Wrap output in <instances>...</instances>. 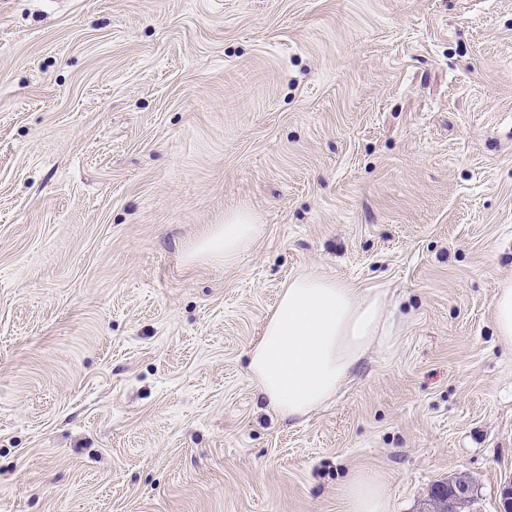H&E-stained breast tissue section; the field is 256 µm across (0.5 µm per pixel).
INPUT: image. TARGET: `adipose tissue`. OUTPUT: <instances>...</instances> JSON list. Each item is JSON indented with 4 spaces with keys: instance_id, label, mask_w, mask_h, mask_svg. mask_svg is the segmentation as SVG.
I'll list each match as a JSON object with an SVG mask.
<instances>
[{
    "instance_id": "ef3b65f1",
    "label": "adipose tissue",
    "mask_w": 512,
    "mask_h": 512,
    "mask_svg": "<svg viewBox=\"0 0 512 512\" xmlns=\"http://www.w3.org/2000/svg\"><path fill=\"white\" fill-rule=\"evenodd\" d=\"M259 232L253 215L234 212L198 241L194 253L231 265ZM404 323L380 289L301 273L282 289L251 346L248 375L278 413L301 418L334 400L370 348L391 349ZM390 484L381 470L351 473L340 489L344 512H390Z\"/></svg>"
}]
</instances>
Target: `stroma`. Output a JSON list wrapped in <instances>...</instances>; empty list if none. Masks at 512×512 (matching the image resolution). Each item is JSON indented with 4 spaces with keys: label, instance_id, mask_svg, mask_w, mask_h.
Instances as JSON below:
<instances>
[{
    "label": "stroma",
    "instance_id": "obj_1",
    "mask_svg": "<svg viewBox=\"0 0 512 512\" xmlns=\"http://www.w3.org/2000/svg\"><path fill=\"white\" fill-rule=\"evenodd\" d=\"M303 272L407 323L288 420L248 350ZM508 278L512 0H0V512H497ZM253 215L239 211L224 217V224L214 225L195 246L197 256L224 260V265L236 263L249 251L260 232ZM493 319L496 336L507 348H512V280L505 279L497 284L493 295ZM390 477L381 470L361 469L343 482L344 512H390ZM452 495L443 503L431 499V512H455L473 499L472 483L465 475L458 476L453 483H449Z\"/></svg>",
    "mask_w": 512,
    "mask_h": 512
}]
</instances>
